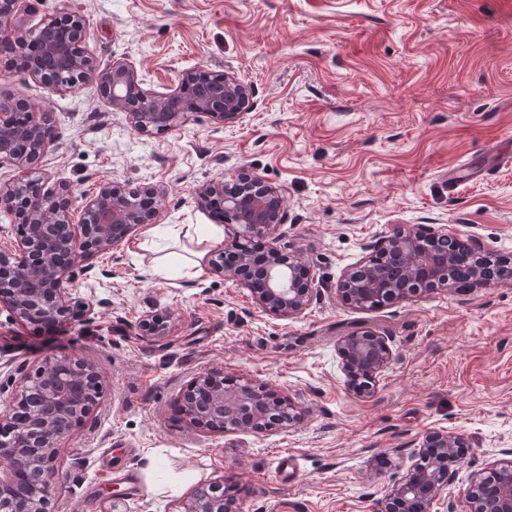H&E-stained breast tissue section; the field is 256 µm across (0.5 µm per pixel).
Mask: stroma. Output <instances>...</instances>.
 Instances as JSON below:
<instances>
[{
  "label": "stroma",
  "instance_id": "obj_1",
  "mask_svg": "<svg viewBox=\"0 0 512 512\" xmlns=\"http://www.w3.org/2000/svg\"><path fill=\"white\" fill-rule=\"evenodd\" d=\"M64 11L84 18L89 52L132 65L146 92L230 68L253 95L237 124L192 114L147 138L93 87L49 93L0 55V95L46 107L58 127L41 163L47 186L65 182L79 198L108 180L167 189L164 247L138 228L110 279H76L86 309L63 331L0 312V416L19 370L45 358H83L103 376L97 405L60 445L52 512H112L113 489L122 512H176L203 480L234 489L238 512H381L434 430L469 444L444 491L467 512L473 474L512 448V278L372 310L334 286L396 224L445 228L512 258V164L490 158L512 138V0H25L11 26ZM244 169L280 190L290 251L329 285L292 319L261 312L173 232L214 223L193 188ZM165 258L191 274L152 276ZM149 313L164 318L163 335L141 330ZM375 329L392 336L396 359L361 399L336 343ZM213 369L300 395L301 420L260 435L190 427L175 401ZM284 455L296 469L282 480Z\"/></svg>",
  "mask_w": 512,
  "mask_h": 512
}]
</instances>
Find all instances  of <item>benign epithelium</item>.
Wrapping results in <instances>:
<instances>
[{"mask_svg": "<svg viewBox=\"0 0 512 512\" xmlns=\"http://www.w3.org/2000/svg\"><path fill=\"white\" fill-rule=\"evenodd\" d=\"M85 39V21L75 13L24 32L17 48L27 57L28 74L52 94L77 93L88 76H94L99 96L125 112L141 136L172 130L196 113L226 125L244 118L252 86L231 69L208 87L197 84L196 73L187 72L173 92L149 95L129 64L102 63L83 48ZM16 112H27L34 120L20 126L13 117ZM39 113L26 100H0V163L10 162L21 172L17 182L0 186V212L23 220L17 248L0 250V304L17 320L54 326L70 314L76 274L86 280L109 276L110 270L89 259L113 252L133 229L153 223L165 191L154 188L150 200L142 203L139 189L104 183L93 199L82 204L84 218L79 224L72 222L74 197L65 183L41 194H18L17 187L35 183L31 175L58 138L55 126L36 120ZM195 200L202 208L220 201L224 221L235 226L224 249L210 255L211 273L249 287L258 309L293 318L329 289L310 274L304 261L285 252L283 198L259 174L243 171L230 181L216 177L195 190ZM454 237L446 230L424 234L413 226L396 224L370 250L374 257L397 256L398 276L406 287L388 293L386 272L373 270L369 281L362 283L351 267L337 281L336 290L344 302L361 308L378 293L395 302L439 288L454 286L465 292L489 284L478 245L460 243V255L454 257L434 250ZM336 351L345 369H350L352 361L361 364L365 384L350 382L348 389L363 399L374 395L378 377L395 360L391 338L375 330L341 337ZM101 388V373L95 364L66 356L46 359L25 376L16 406L24 405V397L39 389L46 408L36 418L21 419L14 413L0 418V435L11 437L8 444H0V512H51L60 442L90 413ZM177 406L189 424L200 430H216L221 423L226 432L263 433L269 429V415L285 407L292 422L301 418L297 401L276 397L249 383L227 385L220 372L193 378ZM466 447L465 439L455 434H426L411 452L414 463L408 474L387 494L382 512H428L433 502L443 500V491L453 478L449 462L459 459ZM504 454L507 458L473 474L469 512H512V449ZM207 488L206 484L198 486L178 512H214L198 497Z\"/></svg>", "mask_w": 512, "mask_h": 512, "instance_id": "7a95c632", "label": "benign epithelium"}]
</instances>
